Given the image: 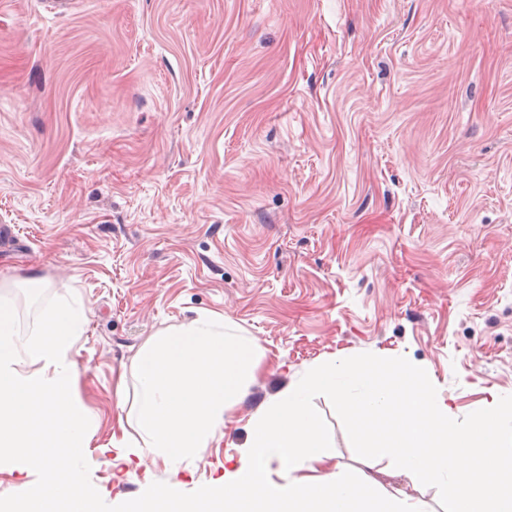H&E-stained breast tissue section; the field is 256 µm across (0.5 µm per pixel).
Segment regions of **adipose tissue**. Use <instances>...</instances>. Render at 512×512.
<instances>
[{"mask_svg": "<svg viewBox=\"0 0 512 512\" xmlns=\"http://www.w3.org/2000/svg\"><path fill=\"white\" fill-rule=\"evenodd\" d=\"M317 393L335 399L353 439L388 456L395 475L449 491L453 512H512V394L491 393L460 423L422 365L386 357L314 366L260 407L222 487L187 498L159 485L135 512H423L335 462L310 408ZM275 470L287 482L271 480Z\"/></svg>", "mask_w": 512, "mask_h": 512, "instance_id": "adipose-tissue-1", "label": "adipose tissue"}]
</instances>
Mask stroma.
I'll return each instance as SVG.
<instances>
[{"label":"stroma","mask_w":512,"mask_h":512,"mask_svg":"<svg viewBox=\"0 0 512 512\" xmlns=\"http://www.w3.org/2000/svg\"><path fill=\"white\" fill-rule=\"evenodd\" d=\"M74 297L85 457L116 505L224 480L332 358L424 364L458 420L512 393V0H0V295ZM206 311L260 367L225 436L124 456L136 356ZM124 396H117V387ZM336 463L370 475L314 395Z\"/></svg>","instance_id":"stroma-1"}]
</instances>
